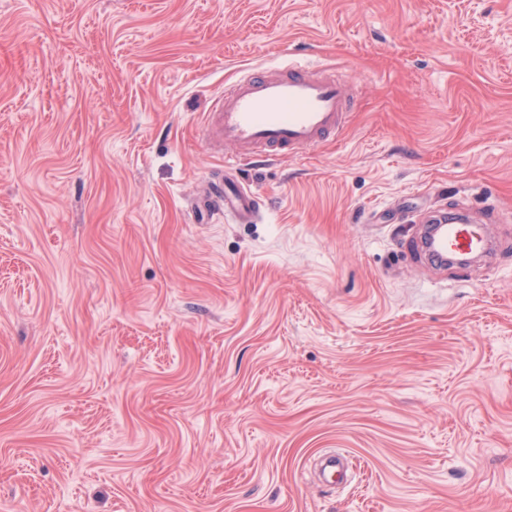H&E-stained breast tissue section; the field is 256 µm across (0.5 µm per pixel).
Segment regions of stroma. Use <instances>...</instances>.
<instances>
[{
    "label": "stroma",
    "instance_id": "stroma-1",
    "mask_svg": "<svg viewBox=\"0 0 512 512\" xmlns=\"http://www.w3.org/2000/svg\"><path fill=\"white\" fill-rule=\"evenodd\" d=\"M294 62L342 133L198 223L215 98ZM455 197L495 266L404 264ZM0 512H512V0H0Z\"/></svg>",
    "mask_w": 512,
    "mask_h": 512
}]
</instances>
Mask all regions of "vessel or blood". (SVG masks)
<instances>
[{"label":"vessel or blood","mask_w":512,"mask_h":512,"mask_svg":"<svg viewBox=\"0 0 512 512\" xmlns=\"http://www.w3.org/2000/svg\"><path fill=\"white\" fill-rule=\"evenodd\" d=\"M355 99L335 72L303 64L255 68L219 97L208 125L211 143L224 149V177L205 183L199 205L207 212L248 224L260 210L257 195L238 175L242 161L275 160L336 137ZM493 216L479 215L463 201L425 213L407 247V259L438 268H457L458 258L492 261Z\"/></svg>","instance_id":"1"}]
</instances>
